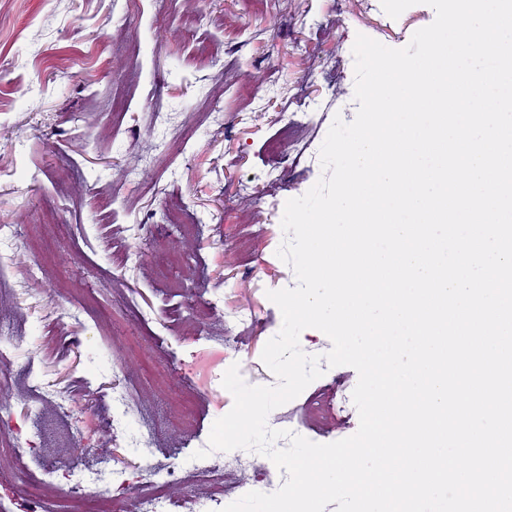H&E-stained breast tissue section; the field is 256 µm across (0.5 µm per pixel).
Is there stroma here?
<instances>
[{"label":"stroma","mask_w":512,"mask_h":512,"mask_svg":"<svg viewBox=\"0 0 512 512\" xmlns=\"http://www.w3.org/2000/svg\"><path fill=\"white\" fill-rule=\"evenodd\" d=\"M434 18L421 0L395 19L381 0H0V225L18 230L0 236V512H39L29 488L51 471L58 512L73 471L147 492L231 410L214 375L276 385L268 294L297 284L276 255L284 207L323 176L334 117L356 115L355 39L402 48ZM357 381L326 369L269 418L350 437L358 411L338 405ZM143 431L151 447H131ZM218 460L288 478L241 449Z\"/></svg>","instance_id":"1"}]
</instances>
